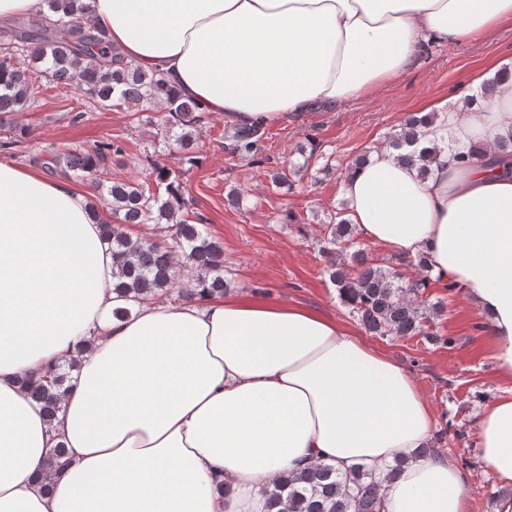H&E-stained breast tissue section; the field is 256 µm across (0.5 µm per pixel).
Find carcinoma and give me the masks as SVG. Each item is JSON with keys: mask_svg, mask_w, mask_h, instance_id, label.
I'll use <instances>...</instances> for the list:
<instances>
[{"mask_svg": "<svg viewBox=\"0 0 512 512\" xmlns=\"http://www.w3.org/2000/svg\"><path fill=\"white\" fill-rule=\"evenodd\" d=\"M56 19L23 21L0 29V112H18L35 99L49 82L71 92L77 99L89 97L107 109L113 99L128 106L163 104L168 122L183 132L173 134L174 142L185 153L182 163L191 166L197 156L190 149L188 128L201 121L199 106L176 93L163 75L148 72L124 60L112 49L106 34L85 22L88 5L83 0H46ZM424 118L407 116L391 137V147L406 150L399 159L418 166L421 176L431 173L430 165L438 153L455 147L445 144L431 149L418 148L417 129ZM266 127L261 123L235 128L230 143L224 145L231 155H241L257 167L266 163L261 142ZM114 141L93 153L65 152L53 163L89 176L98 170L106 153L123 152ZM150 180L164 188L166 196L143 183L114 182L107 188L112 215L117 224H106L104 240L112 251V291L122 298L138 302L177 293L187 300L191 288H176L180 273L176 256L191 284L212 296H222L229 282L224 278V246L211 237L206 226L191 224L182 218L187 202L178 175L155 165ZM130 224L156 226L158 238L132 239L125 227ZM354 225L336 213V220L323 225L320 250L329 258V280L341 302L350 308L366 331L375 336H418L426 323L442 310L439 302L420 300L430 285L426 261L418 258L422 276L406 280L398 270L374 263L363 251L351 256L354 268L337 261V250L351 244ZM79 368V360L64 364L23 381L29 395L41 404L46 414L55 416L70 387V373ZM405 460L395 459L385 473L377 475L364 466L342 472L326 463H315L299 473H283L268 496L269 508L276 512H382L381 487L397 478Z\"/></svg>", "mask_w": 512, "mask_h": 512, "instance_id": "1", "label": "carcinoma"}]
</instances>
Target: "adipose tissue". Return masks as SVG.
<instances>
[{
	"mask_svg": "<svg viewBox=\"0 0 512 512\" xmlns=\"http://www.w3.org/2000/svg\"><path fill=\"white\" fill-rule=\"evenodd\" d=\"M125 60L162 72L202 110L272 124L338 106L410 72L428 43H462L512 20V0H86ZM420 129L441 152L428 177L374 148L343 184L359 236L425 258L461 286L512 380V175L491 168L512 133V67ZM101 216L71 185L0 160V512H268L285 472L407 462L384 512H471L472 483L428 447L434 410L414 377L346 324L234 294L138 303L114 317ZM80 354L55 420L22 386ZM66 464L49 469L51 450ZM482 465L512 483V395L483 412Z\"/></svg>",
	"mask_w": 512,
	"mask_h": 512,
	"instance_id": "adipose-tissue-1",
	"label": "adipose tissue"
}]
</instances>
